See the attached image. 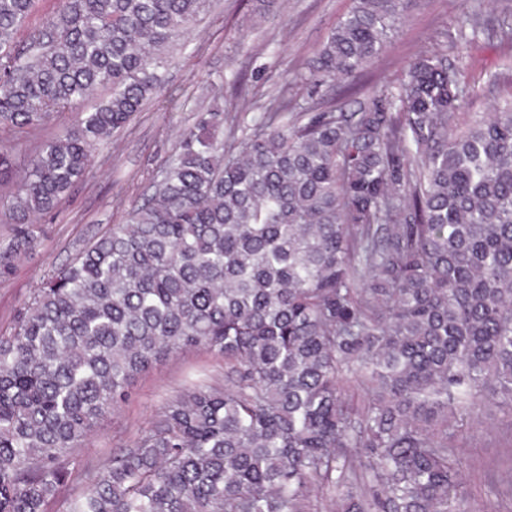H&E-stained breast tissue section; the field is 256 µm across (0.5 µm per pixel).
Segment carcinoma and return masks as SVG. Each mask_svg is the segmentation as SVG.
<instances>
[{"mask_svg": "<svg viewBox=\"0 0 512 512\" xmlns=\"http://www.w3.org/2000/svg\"><path fill=\"white\" fill-rule=\"evenodd\" d=\"M209 2L59 0L19 50L35 0H0V130L77 113L0 203V279ZM410 6L353 0L237 153L224 110L198 113L125 223L43 277L0 332V512H46L134 380L199 348L224 355V383L169 400L66 512H318L324 489L339 512H458L448 429L512 403V99L454 130L459 71L433 50L354 112L288 116L296 87L357 78ZM491 34L512 45V22L459 27ZM16 168L1 149L0 183Z\"/></svg>", "mask_w": 512, "mask_h": 512, "instance_id": "cac0c4a2", "label": "carcinoma"}]
</instances>
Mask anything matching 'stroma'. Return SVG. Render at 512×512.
Instances as JSON below:
<instances>
[{"mask_svg": "<svg viewBox=\"0 0 512 512\" xmlns=\"http://www.w3.org/2000/svg\"><path fill=\"white\" fill-rule=\"evenodd\" d=\"M275 3L280 16L268 21L252 14L250 0H212L178 65L167 72L159 98L147 101L93 150L88 176L53 213L41 217L44 234L38 247L18 259L11 279L0 282V327L12 322L49 270L68 262L107 225L123 223L130 207L150 192L179 131L208 106L209 83L223 84V105L234 131L226 143L238 149L241 139L252 133L261 106L313 58L352 0ZM475 13L497 20L512 13V0H413L404 23L353 91L336 84L311 99L298 93L297 100L317 108L332 103L340 110H356L371 87L399 85L411 62L438 48L458 65L467 90L458 121L491 111L512 94V46L483 38L469 45L459 40L460 22ZM203 379L223 382V355L208 350L173 354L140 375L130 400L105 416L75 451L72 477L49 512H65L69 499L85 487L89 468L102 464L113 451L131 447L169 399L188 382ZM448 444L462 461V512H512V491L499 482L500 473L512 468V407L485 406L470 424L449 435Z\"/></svg>", "mask_w": 512, "mask_h": 512, "instance_id": "35a3bbf8", "label": "stroma"}]
</instances>
